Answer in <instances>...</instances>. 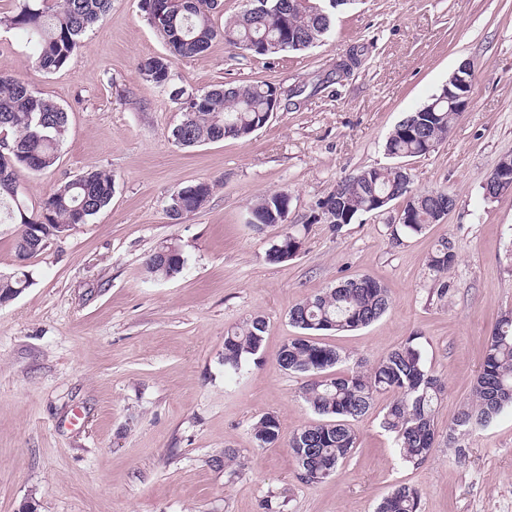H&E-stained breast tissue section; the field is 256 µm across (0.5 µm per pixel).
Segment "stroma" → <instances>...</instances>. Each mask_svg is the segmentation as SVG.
<instances>
[{
    "mask_svg": "<svg viewBox=\"0 0 512 512\" xmlns=\"http://www.w3.org/2000/svg\"><path fill=\"white\" fill-rule=\"evenodd\" d=\"M353 47L364 56L348 78L294 98L250 137L174 144L182 111L173 89L266 81L285 94L331 73ZM166 52L139 0H112L49 75L32 68L19 32L0 26V73L68 112L59 161L20 173L19 196L38 206L90 168L116 179L109 205L32 258V284L0 307V512H375L399 483L422 490L421 512H512V408L448 435L488 336L512 311V191L488 199L482 190L512 157V0H352L306 49L257 56L217 39L176 60L167 86L144 80L138 62ZM464 61L474 71L469 108L435 151L404 161L412 191H445L452 211L407 235L397 199L332 228L320 203L346 178L389 164L388 134ZM198 181L213 183L209 201L172 220L170 195ZM281 191L285 223L253 232L251 208ZM291 228L299 252L270 263L269 247ZM444 237L456 258L437 276L427 260ZM170 244L183 271L148 277L145 259ZM362 276L387 288L389 309L324 340L346 355L343 373L419 337L445 384L436 447L420 467L402 463L381 427L386 393L351 421L352 457L303 484L288 440L316 416L304 377L281 371L275 354L296 333L292 306ZM257 315L268 322L262 353L242 375L225 374L226 334ZM268 413L281 437L260 448L252 427ZM228 448L238 457L224 466Z\"/></svg>",
    "mask_w": 512,
    "mask_h": 512,
    "instance_id": "obj_1",
    "label": "stroma"
}]
</instances>
